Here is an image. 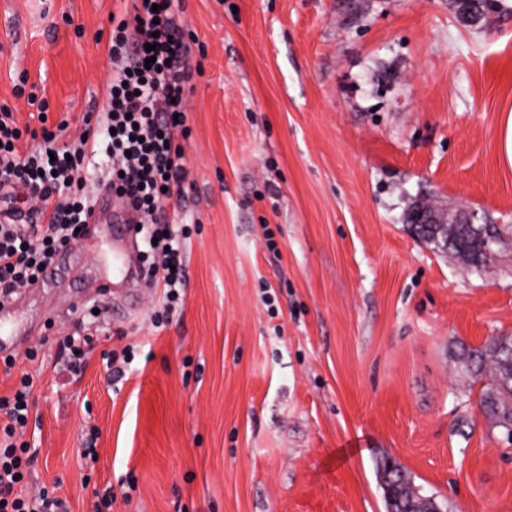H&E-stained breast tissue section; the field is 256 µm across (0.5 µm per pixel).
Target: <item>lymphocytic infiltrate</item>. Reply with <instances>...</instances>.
Masks as SVG:
<instances>
[{
	"label": "lymphocytic infiltrate",
	"instance_id": "1",
	"mask_svg": "<svg viewBox=\"0 0 512 512\" xmlns=\"http://www.w3.org/2000/svg\"><path fill=\"white\" fill-rule=\"evenodd\" d=\"M131 8L111 12L109 56L112 77L97 127L70 130L19 126L13 112L0 109V185L20 187L42 205L29 224H0V303L17 288L38 282L58 250L79 239L93 211L94 195L82 174L86 160L105 154L112 165L100 185L127 200L138 215L148 245L145 273L160 288L162 312L155 328L168 322L186 284L184 234L175 232L165 211L169 190L186 178L177 140L186 136L184 100L191 90V66L179 14L182 0H131ZM155 52H147V45ZM66 141H59L60 133ZM101 332L100 317L64 336L55 365L73 373L83 366ZM34 378L20 372L9 395L0 396V512H64L49 490L27 491L34 452L25 440Z\"/></svg>",
	"mask_w": 512,
	"mask_h": 512
}]
</instances>
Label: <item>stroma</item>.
<instances>
[{
  "label": "stroma",
  "instance_id": "stroma-1",
  "mask_svg": "<svg viewBox=\"0 0 512 512\" xmlns=\"http://www.w3.org/2000/svg\"><path fill=\"white\" fill-rule=\"evenodd\" d=\"M116 0H0V108L49 129L101 113ZM195 74L180 139L187 175L166 204L191 227L186 286L101 290L142 243L102 218L0 316L35 386L31 484L93 512H386L376 461L448 512H512V441L489 429L458 342L512 336V241L476 269L417 240L419 202L512 225V0L464 21L456 0H184ZM27 74L25 96L14 93ZM275 249H268L267 239ZM106 309L82 373L55 368L85 308ZM141 348L124 376L106 351ZM97 427L96 459L85 458ZM134 477L136 490L125 479Z\"/></svg>",
  "mask_w": 512,
  "mask_h": 512
}]
</instances>
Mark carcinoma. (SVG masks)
Wrapping results in <instances>:
<instances>
[{
    "label": "carcinoma",
    "instance_id": "cac0c4a2",
    "mask_svg": "<svg viewBox=\"0 0 512 512\" xmlns=\"http://www.w3.org/2000/svg\"><path fill=\"white\" fill-rule=\"evenodd\" d=\"M507 232L508 227L496 224H466L435 237L416 230L413 234L421 241L453 252L468 266L479 268L487 260L484 243L492 241L500 247ZM454 358L465 374L480 384L479 408L489 428L499 429L512 438V336H496L480 346L461 342ZM379 478L387 512L398 510L412 500H424L435 509L441 508L435 498L420 495L398 465L383 461Z\"/></svg>",
    "mask_w": 512,
    "mask_h": 512
}]
</instances>
